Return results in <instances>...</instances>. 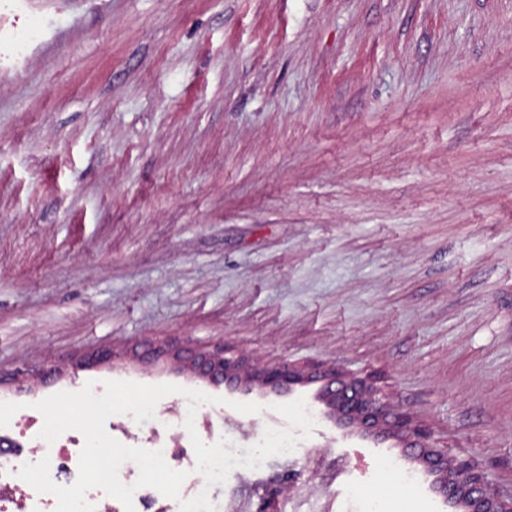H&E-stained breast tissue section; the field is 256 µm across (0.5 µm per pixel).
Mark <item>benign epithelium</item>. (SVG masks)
I'll list each match as a JSON object with an SVG mask.
<instances>
[{
	"instance_id": "obj_1",
	"label": "benign epithelium",
	"mask_w": 512,
	"mask_h": 512,
	"mask_svg": "<svg viewBox=\"0 0 512 512\" xmlns=\"http://www.w3.org/2000/svg\"><path fill=\"white\" fill-rule=\"evenodd\" d=\"M263 380L272 385L282 382H291L297 379L296 374L287 364H281L265 369L262 372ZM336 380H331L327 393L334 405L342 411L348 412L362 422L372 421L380 416L393 419V423L403 426L407 423L404 415L388 411L387 405L377 397L376 393L368 388L359 389L353 385L339 384L334 386ZM486 473L479 469L468 459H457L441 485L445 496L463 501L469 512H512V496L503 499L487 492Z\"/></svg>"
}]
</instances>
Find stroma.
Wrapping results in <instances>:
<instances>
[{
	"instance_id": "1",
	"label": "stroma",
	"mask_w": 512,
	"mask_h": 512,
	"mask_svg": "<svg viewBox=\"0 0 512 512\" xmlns=\"http://www.w3.org/2000/svg\"><path fill=\"white\" fill-rule=\"evenodd\" d=\"M218 349L240 376L195 365ZM329 372L512 496V0H0V439L31 447L35 403L90 381L215 397L195 429L236 448L301 399L311 437L216 512L335 474L342 512H462L426 449L344 426ZM186 406L105 428L166 442Z\"/></svg>"
}]
</instances>
